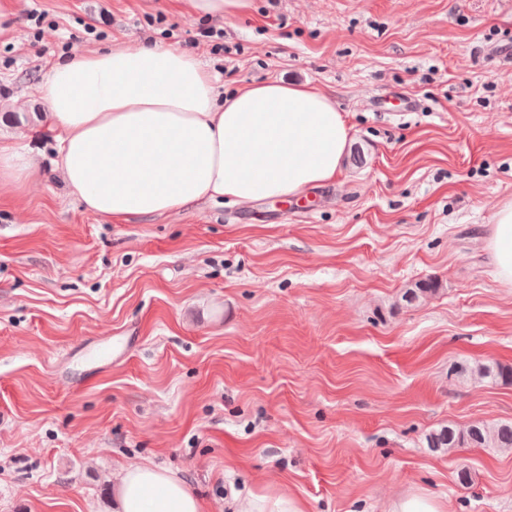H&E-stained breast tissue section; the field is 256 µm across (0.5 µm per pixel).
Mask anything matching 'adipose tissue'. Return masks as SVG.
<instances>
[{"label": "adipose tissue", "mask_w": 512, "mask_h": 512, "mask_svg": "<svg viewBox=\"0 0 512 512\" xmlns=\"http://www.w3.org/2000/svg\"><path fill=\"white\" fill-rule=\"evenodd\" d=\"M59 130L58 165L87 211L124 221L204 200L300 194L336 179L350 126L331 98L271 80L217 98L211 72L171 48L94 49L54 64L39 90ZM512 286V200L486 239ZM120 512H205L184 480L149 463L121 467ZM235 512H304L292 494H234Z\"/></svg>", "instance_id": "adipose-tissue-1"}]
</instances>
